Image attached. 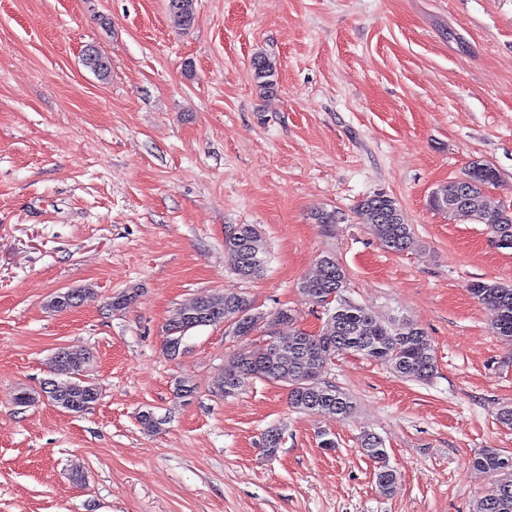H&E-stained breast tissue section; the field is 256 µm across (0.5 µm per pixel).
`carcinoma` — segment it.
<instances>
[{
	"label": "carcinoma",
	"instance_id": "carcinoma-1",
	"mask_svg": "<svg viewBox=\"0 0 512 512\" xmlns=\"http://www.w3.org/2000/svg\"><path fill=\"white\" fill-rule=\"evenodd\" d=\"M167 9L179 26L188 29L196 19V0H167ZM256 87L268 93L275 86L276 64L262 52L251 59ZM497 179L492 167L473 162L464 174L471 189V199L485 202L486 188ZM461 180L448 182L431 195L430 203L439 210L448 203V192L454 191ZM357 212L368 224L373 235L385 249L401 253L412 249L416 240L412 225L391 197L376 193L363 199ZM478 224L491 227L502 248L512 249V212L506 209L484 207L478 214ZM238 242H229L225 248L231 254L235 272L251 279L261 275L265 264V244L261 232L254 224H239ZM320 275L305 278L300 291L306 299L327 311L331 326L317 334H309L295 325L296 318L290 310H280L268 320L269 326L288 325V355L279 357L269 348L260 352L239 351L224 365V373L215 381L219 392L224 389L238 394L251 381L261 379L279 382L287 387L288 403L307 414H330L338 420L347 418L355 404L349 394L325 381L326 366L337 355L356 353L390 366L397 376L417 382L429 381L436 372V360L426 333L408 320L383 323L375 319L362 305L344 296L346 272L336 255L326 253L319 260ZM339 283L334 304L326 302L333 293L330 285ZM469 292L488 307L494 317L497 333L512 340V285L499 282L477 281L470 284ZM84 291L72 290L67 295L52 297L49 307L66 311L77 307ZM251 301L242 294L227 293L213 297L200 296L178 307L166 325L165 349L169 356L179 354L182 340L192 329L216 326L224 320L234 321L237 335L249 336L257 330L249 314ZM90 353L86 350L62 349V354L51 356L53 377L44 381L55 394L54 404L63 411L82 414L95 405L101 395L98 384L81 379ZM143 432L154 434L161 422L151 410L138 414ZM363 453L378 462L375 473L379 490L387 494L397 480V473L387 463V450L383 440L375 433L362 435ZM472 466L483 473H491L496 480L477 502L474 512H512V456L497 448H487L472 460Z\"/></svg>",
	"mask_w": 512,
	"mask_h": 512
}]
</instances>
